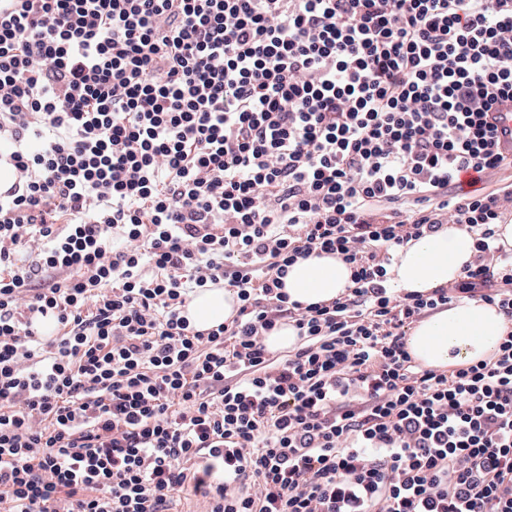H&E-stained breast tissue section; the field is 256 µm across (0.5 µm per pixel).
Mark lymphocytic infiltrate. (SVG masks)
Masks as SVG:
<instances>
[{"label":"lymphocytic infiltrate","instance_id":"lymphocytic-infiltrate-1","mask_svg":"<svg viewBox=\"0 0 512 512\" xmlns=\"http://www.w3.org/2000/svg\"><path fill=\"white\" fill-rule=\"evenodd\" d=\"M512 0H17L0 13V512H512V332L424 368L423 317L512 321ZM465 226L458 285L393 293ZM37 253L23 263L18 250ZM354 286L282 293L313 254ZM236 293L207 331L181 311ZM300 341L274 360L265 336ZM490 121L496 129L499 148L512 155V100L501 99L495 105ZM476 255L474 238L465 228L447 224L437 233L409 241L388 267V283L397 294L429 293L454 285ZM239 302L227 288H204L191 296L183 315L197 330H208L230 321Z\"/></svg>","mask_w":512,"mask_h":512}]
</instances>
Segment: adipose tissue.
<instances>
[{
	"mask_svg": "<svg viewBox=\"0 0 512 512\" xmlns=\"http://www.w3.org/2000/svg\"><path fill=\"white\" fill-rule=\"evenodd\" d=\"M474 238L465 228L448 224L437 233L402 246L388 268L395 293H429L454 285L465 264L475 258ZM289 300L305 305L331 301L352 285V270L334 255L311 256L289 267L283 279ZM235 293L205 288L191 296L184 315L192 327L208 330L230 321L236 313ZM512 330L498 308L482 301H465L419 321L407 338L412 357L423 366L446 370L490 357Z\"/></svg>",
	"mask_w": 512,
	"mask_h": 512,
	"instance_id": "1",
	"label": "adipose tissue"
}]
</instances>
